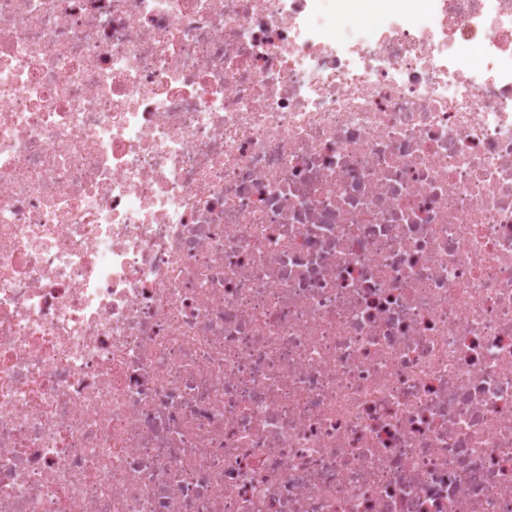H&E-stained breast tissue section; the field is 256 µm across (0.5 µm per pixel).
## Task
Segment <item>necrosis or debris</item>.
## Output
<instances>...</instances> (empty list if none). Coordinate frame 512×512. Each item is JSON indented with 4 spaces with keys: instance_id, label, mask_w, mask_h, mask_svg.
<instances>
[{
    "instance_id": "obj_1",
    "label": "necrosis or debris",
    "mask_w": 512,
    "mask_h": 512,
    "mask_svg": "<svg viewBox=\"0 0 512 512\" xmlns=\"http://www.w3.org/2000/svg\"><path fill=\"white\" fill-rule=\"evenodd\" d=\"M401 2L0 0V512H512V0Z\"/></svg>"
}]
</instances>
